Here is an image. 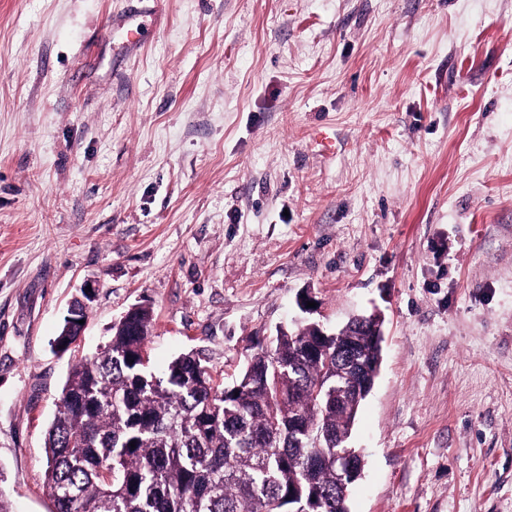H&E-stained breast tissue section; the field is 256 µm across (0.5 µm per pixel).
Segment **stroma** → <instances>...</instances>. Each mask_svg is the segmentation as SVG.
Here are the masks:
<instances>
[{
	"mask_svg": "<svg viewBox=\"0 0 512 512\" xmlns=\"http://www.w3.org/2000/svg\"><path fill=\"white\" fill-rule=\"evenodd\" d=\"M306 291L383 320L350 512H512V0H0L13 512H49L71 359L130 307L154 372L228 384ZM92 291H94V289H91V291H88L87 289L85 292L84 300H78L79 304L75 302L70 307L68 310V315L65 318L66 324L70 329V333L57 336V342H64L66 345H69L74 342L78 336H83L87 314V299L91 300ZM79 320H85V323L79 324ZM75 332L77 335H72V333Z\"/></svg>",
	"mask_w": 512,
	"mask_h": 512,
	"instance_id": "obj_1",
	"label": "stroma"
}]
</instances>
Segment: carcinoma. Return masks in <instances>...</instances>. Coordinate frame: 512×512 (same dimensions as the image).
I'll list each match as a JSON object with an SVG mask.
<instances>
[{"instance_id": "obj_1", "label": "carcinoma", "mask_w": 512, "mask_h": 512, "mask_svg": "<svg viewBox=\"0 0 512 512\" xmlns=\"http://www.w3.org/2000/svg\"><path fill=\"white\" fill-rule=\"evenodd\" d=\"M153 321L129 309L71 365L46 437L51 512H349L336 431L353 428L361 379L332 378L337 349L370 348L371 320L281 328L227 385L197 351L149 372Z\"/></svg>"}]
</instances>
